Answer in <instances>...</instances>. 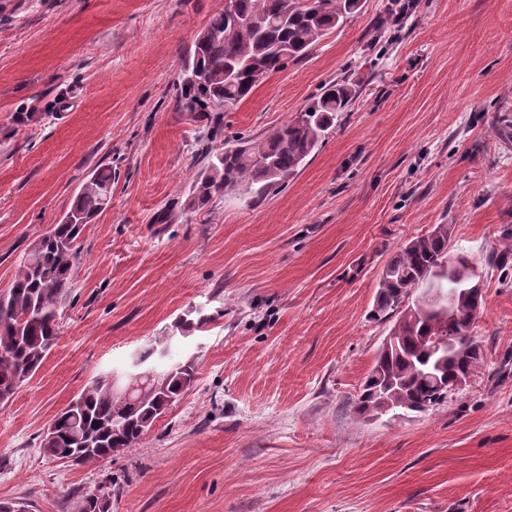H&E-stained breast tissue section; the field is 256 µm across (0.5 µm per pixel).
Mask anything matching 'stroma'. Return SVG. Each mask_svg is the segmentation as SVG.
Here are the masks:
<instances>
[{
	"label": "stroma",
	"instance_id": "obj_1",
	"mask_svg": "<svg viewBox=\"0 0 512 512\" xmlns=\"http://www.w3.org/2000/svg\"><path fill=\"white\" fill-rule=\"evenodd\" d=\"M359 9L265 79L224 137L261 139L348 77L357 99L306 166L259 202L186 207L204 116L182 60L224 0H0V293L90 173L112 197L83 234L61 335L0 404V502L79 512H512V0ZM438 224L484 275L473 382L427 412L359 418L389 325L379 275ZM203 328L178 332L188 312ZM167 340L195 379L133 449L43 454L52 418Z\"/></svg>",
	"mask_w": 512,
	"mask_h": 512
}]
</instances>
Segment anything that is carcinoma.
Listing matches in <instances>:
<instances>
[{
    "mask_svg": "<svg viewBox=\"0 0 512 512\" xmlns=\"http://www.w3.org/2000/svg\"><path fill=\"white\" fill-rule=\"evenodd\" d=\"M359 0H233L196 35L181 64L180 101L188 112H212L203 157L208 159L190 189L187 206L200 208L214 196L243 191L256 201L295 176L356 96L342 77L323 87L295 117L260 140L241 137L216 147L224 113L236 110L263 77L303 59L358 8ZM112 194V168L95 169L73 206L51 231L35 239L20 259L10 288L0 294V390L16 392L40 367L60 337L61 310L71 301L82 233ZM453 228L438 224L414 237L384 266L371 316L389 322L390 343L380 347L356 400L359 416L383 415L388 407L425 412L445 401L437 379L456 378L485 362L483 341L471 329L476 305L469 298L448 316L430 308L419 284L435 279L463 288L472 259L451 251ZM455 336L448 354L432 353L426 339ZM165 387L132 383L131 400L117 396L112 377L93 383L60 411L53 436L40 440L54 458L75 456L86 464L112 457L142 441L151 424L191 385L194 363L160 372ZM112 492L84 496L80 512H111Z\"/></svg>",
    "mask_w": 512,
    "mask_h": 512,
    "instance_id": "obj_1",
    "label": "carcinoma"
}]
</instances>
